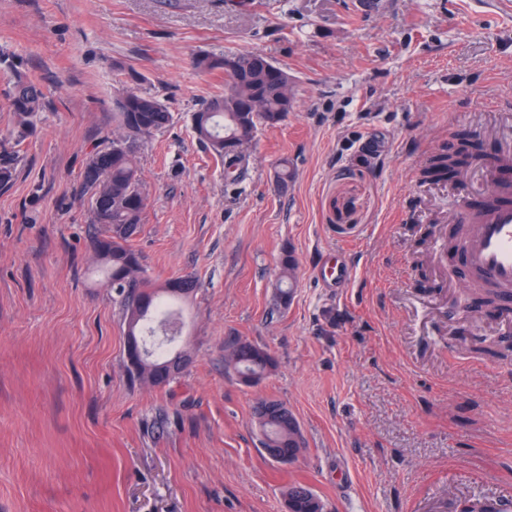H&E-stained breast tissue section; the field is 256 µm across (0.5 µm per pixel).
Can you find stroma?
I'll return each mask as SVG.
<instances>
[{
  "instance_id": "1",
  "label": "stroma",
  "mask_w": 512,
  "mask_h": 512,
  "mask_svg": "<svg viewBox=\"0 0 512 512\" xmlns=\"http://www.w3.org/2000/svg\"><path fill=\"white\" fill-rule=\"evenodd\" d=\"M0 0V54L43 110L23 142L0 70V512H285L288 484L329 512H452L512 497V320L463 302L455 267L413 261L485 180L422 181L427 159L467 138L512 140V0ZM253 52L288 69L287 120L259 126L242 179L192 131L224 89L200 56ZM173 122L145 138L148 207L132 245L157 285L196 283L177 349L190 361L152 387L126 371V324L97 269L98 225L80 194L111 137L124 87ZM292 176L280 182L275 168ZM297 262L277 305L284 253ZM342 256L352 277L319 282ZM267 348L259 385L224 361L236 340ZM299 420L306 449L268 459L257 397Z\"/></svg>"
}]
</instances>
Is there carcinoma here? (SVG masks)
<instances>
[{
    "instance_id": "1",
    "label": "carcinoma",
    "mask_w": 512,
    "mask_h": 512,
    "mask_svg": "<svg viewBox=\"0 0 512 512\" xmlns=\"http://www.w3.org/2000/svg\"><path fill=\"white\" fill-rule=\"evenodd\" d=\"M242 62L244 73L235 78L224 75V91L213 96L193 114L192 128L199 140L224 164V178L234 184L241 179L246 164L242 147L249 144L257 125L275 126L288 118L285 106H294V79L288 70L270 61L257 62L250 53H230ZM11 111L15 113L20 136H25L33 125V117L42 108L41 97L35 87L21 74L13 73ZM120 136L93 148L80 184V195L89 198L92 222L103 227L92 241L94 252L104 271L107 286L119 297L125 314L127 332L142 335V323L151 315L166 308L162 322L179 324L178 315L169 310V301L193 290L191 281L174 280L156 287L146 275L139 254L131 240L140 230L147 209V197L142 187L138 152H128L124 142L130 137L142 141L152 133L165 128L172 113L157 97L139 91L124 93L113 115ZM232 141L224 146V139ZM477 156L465 140L450 153L434 154L423 170V178L454 172ZM297 268L296 259L284 254L276 284L277 303L288 305L293 292ZM149 360L135 367H127L130 377L141 383L163 386L162 365L173 358L161 342H150ZM226 363L237 377L247 374L264 379L275 368V361L267 349L246 340L229 346ZM258 436L272 439L276 447L287 452L288 416L267 426L261 425ZM283 495L292 501L290 512H322L321 498L309 487L294 482Z\"/></svg>"
}]
</instances>
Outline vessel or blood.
Returning a JSON list of instances; mask_svg holds the SVG:
<instances>
[{
  "instance_id": "obj_1",
  "label": "vessel or blood",
  "mask_w": 512,
  "mask_h": 512,
  "mask_svg": "<svg viewBox=\"0 0 512 512\" xmlns=\"http://www.w3.org/2000/svg\"><path fill=\"white\" fill-rule=\"evenodd\" d=\"M492 190L481 206H460L457 219L473 225V233L460 246V256L467 271L478 274L497 289L507 301L503 311L512 314V193L498 182L497 168L486 171Z\"/></svg>"
}]
</instances>
